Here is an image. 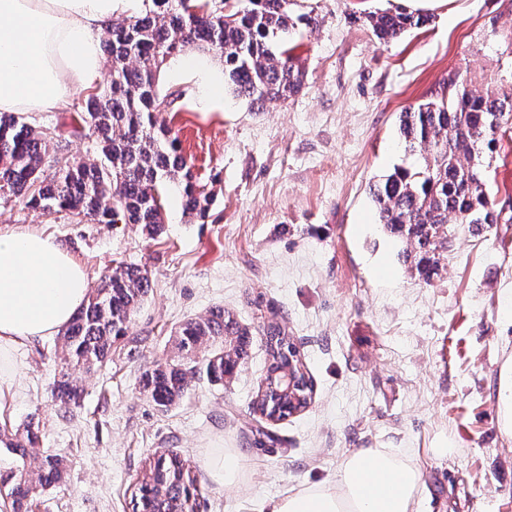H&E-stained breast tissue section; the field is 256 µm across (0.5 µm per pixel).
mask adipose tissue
<instances>
[{"mask_svg": "<svg viewBox=\"0 0 512 512\" xmlns=\"http://www.w3.org/2000/svg\"><path fill=\"white\" fill-rule=\"evenodd\" d=\"M145 0H0V113L66 106L103 71L100 32ZM88 301L79 264L57 240L0 229V401L15 396L14 353L56 336ZM422 470L386 448H359L335 480L274 501L271 512H419Z\"/></svg>", "mask_w": 512, "mask_h": 512, "instance_id": "adipose-tissue-1", "label": "adipose tissue"}]
</instances>
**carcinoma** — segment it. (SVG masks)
<instances>
[{"mask_svg": "<svg viewBox=\"0 0 512 512\" xmlns=\"http://www.w3.org/2000/svg\"><path fill=\"white\" fill-rule=\"evenodd\" d=\"M133 19L107 27L103 39L110 63L107 86L88 95L81 120L100 143L91 163L52 156L54 137L0 113V201L19 200L44 214L67 212L97 224H139L155 238L165 229L163 194L172 182L182 188L183 211L203 220L213 193L198 183L181 154L177 137L159 122L165 98L158 91L161 66L188 48L213 51L224 62L233 94L252 105L284 102L301 91L304 72L286 37L298 24L315 23L293 15L286 0H247L242 9L224 12V0H150ZM374 36L389 43L429 23L422 14L386 11L367 16ZM448 96L400 114V132L416 163L400 166L370 187L384 231L405 243L403 262L429 284L448 264L449 222L508 224L512 213L494 208L483 189L476 160L493 151L502 124L512 118V73L493 89L478 88L457 74L448 75ZM150 287L146 270L118 265L77 311L66 327L64 361L88 371L104 363L112 344L126 334L132 316ZM254 331L230 312L215 308L184 321L174 339L173 357L146 371L142 392L162 408L174 407L205 379L219 385L248 358ZM269 356L266 388L259 389L254 411L283 420L309 406L313 382L300 351L277 321L263 325ZM293 370L296 388L285 392L283 373ZM60 410L78 405L81 391L69 374L56 381ZM39 423L30 418L22 431L0 429V443L16 465L0 473V500L10 512H29L30 501L64 479L65 460L37 448ZM132 497V512H193L198 488L189 460L181 453L159 452L145 465Z\"/></svg>", "mask_w": 512, "mask_h": 512, "instance_id": "cac0c4a2", "label": "carcinoma"}]
</instances>
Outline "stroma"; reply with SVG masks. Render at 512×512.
I'll list each match as a JSON object with an SVG mask.
<instances>
[{"label": "stroma", "mask_w": 512, "mask_h": 512, "mask_svg": "<svg viewBox=\"0 0 512 512\" xmlns=\"http://www.w3.org/2000/svg\"><path fill=\"white\" fill-rule=\"evenodd\" d=\"M507 0H449L427 28L379 43L368 15L401 0H291L314 25L288 36L306 74L283 103L252 106L229 88L211 90L187 60L163 65L161 119L214 193L205 222L164 196L158 239L133 224L49 217L0 203V228L40 232L63 244L91 288L121 263L146 269L151 288L126 336L94 372L71 375L81 403L61 414L54 381L61 337L16 352V396L0 425L35 415L42 449L66 459L64 483L33 512H131L135 482L163 448L190 458L205 492L197 512H270L278 497L336 477L359 448H388L422 469V512H512V438L498 415L500 371L512 357V223L456 225L448 266L426 284L384 233L371 184L412 163L400 134L408 108L439 99L452 72L500 79L512 28L489 21ZM81 97L58 112L27 116L50 129L69 160L96 159L79 119ZM491 203L512 205V127L482 158ZM221 307L248 326L288 327L314 384L311 404L282 421L261 420L252 402L266 373L254 340L230 382L201 380L164 411L141 391L144 372L174 353L175 329ZM264 428L269 440L259 441ZM225 448L241 453L228 487L204 465Z\"/></svg>", "instance_id": "stroma-1"}]
</instances>
